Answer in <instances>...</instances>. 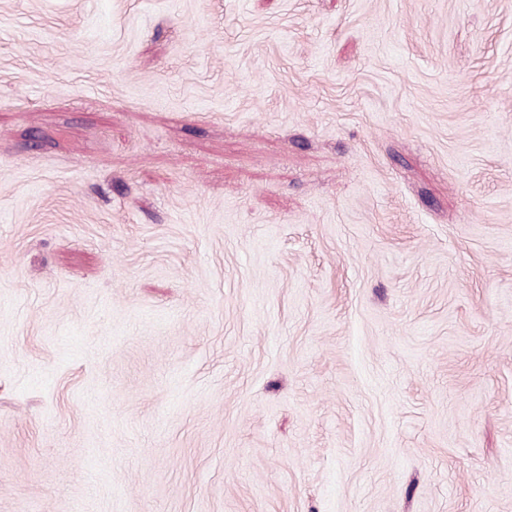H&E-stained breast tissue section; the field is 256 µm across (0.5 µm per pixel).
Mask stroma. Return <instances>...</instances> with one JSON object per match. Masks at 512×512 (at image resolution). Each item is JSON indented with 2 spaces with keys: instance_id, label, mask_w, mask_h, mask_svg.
<instances>
[{
  "instance_id": "35a3bbf8",
  "label": "stroma",
  "mask_w": 512,
  "mask_h": 512,
  "mask_svg": "<svg viewBox=\"0 0 512 512\" xmlns=\"http://www.w3.org/2000/svg\"><path fill=\"white\" fill-rule=\"evenodd\" d=\"M0 512H512V0H0Z\"/></svg>"
}]
</instances>
